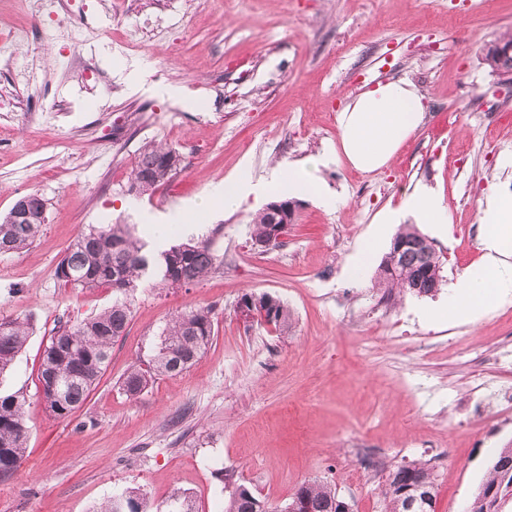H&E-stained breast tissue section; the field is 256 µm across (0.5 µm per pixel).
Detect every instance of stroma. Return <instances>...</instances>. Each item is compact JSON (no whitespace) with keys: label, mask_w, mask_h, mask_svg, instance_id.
<instances>
[{"label":"stroma","mask_w":512,"mask_h":512,"mask_svg":"<svg viewBox=\"0 0 512 512\" xmlns=\"http://www.w3.org/2000/svg\"><path fill=\"white\" fill-rule=\"evenodd\" d=\"M97 18L101 78L78 76L56 44L47 0L41 30L16 49L0 77L12 109L0 112V216L32 192L46 222L28 248L0 254V319L31 321V335L0 392L23 393L27 448L0 478V512H95L113 495L138 492L148 512L175 491L201 512H224L237 485L284 508L305 481L335 486L354 512H383L386 476L353 474L349 450L381 448L391 467L432 468L436 512H466L492 452L512 446V302L476 321L429 318L482 257L478 210L490 187L512 191V126L466 110L512 80L485 64L483 47L512 31V0H71ZM175 17L169 39L153 27ZM432 33L441 51L418 90L422 124L388 165L362 172L343 157L340 108L368 83L415 81L410 48ZM129 42V57L112 42ZM246 59L241 68L231 67ZM167 77L156 78L159 67ZM209 75L218 92L190 102L186 84ZM179 153L182 168L151 194L129 193L132 166L148 142ZM468 149L459 163L454 147ZM323 159L319 185L335 200L299 198L280 246L253 245L248 224L260 205L206 215L196 226L149 219L199 202L232 174L256 178ZM438 189L443 229L419 230L442 261L432 296L386 304L374 286L397 225L379 213L414 187ZM97 224H131L148 251L207 238L218 267L198 284L162 288L144 280L130 298L126 336L84 404L50 416L38 374L54 331L111 305L116 292L81 290L56 276L67 248ZM377 235L361 278L347 269ZM288 305L293 332L238 314L243 295ZM214 313V338L186 372L163 376L139 395L121 379L148 358L172 317ZM499 352L497 364L486 351Z\"/></svg>","instance_id":"stroma-1"}]
</instances>
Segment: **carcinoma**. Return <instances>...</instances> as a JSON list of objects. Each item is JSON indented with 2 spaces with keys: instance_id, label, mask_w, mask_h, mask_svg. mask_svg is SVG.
<instances>
[{
  "instance_id": "cac0c4a2",
  "label": "carcinoma",
  "mask_w": 512,
  "mask_h": 512,
  "mask_svg": "<svg viewBox=\"0 0 512 512\" xmlns=\"http://www.w3.org/2000/svg\"><path fill=\"white\" fill-rule=\"evenodd\" d=\"M484 61L495 72L512 73V34L489 44ZM175 151L158 144H146L139 152L129 180L128 191L146 195L170 178L180 167ZM23 210L9 211L0 219V253L17 252L30 246L45 224L46 203L36 193L21 197ZM296 202L276 199L251 220L252 242L269 238L275 222L292 224ZM433 247L414 224H403L392 240L389 251L378 267L375 286L383 297L413 294L428 296L442 282V262L435 265L425 259ZM145 243L135 237L126 224H103L81 235L70 245L57 265L56 275L74 288L111 286L123 294L139 287L149 273L166 287L189 286L206 278L218 261L208 241L181 243L155 255L143 252ZM273 302L271 324L281 335L292 329L288 307L270 295L259 296ZM131 307L126 299H117L100 313L74 325L59 329L46 345L39 374L45 409L53 416L67 418L87 399L110 363L112 345L126 332ZM30 324L23 318L0 319V375L6 373L25 347ZM214 336L211 310L190 309L173 318L162 330L151 358L134 363L122 380L123 390L138 395L160 376L181 374L205 353ZM25 398L19 393L0 394V477L11 475L24 457L27 428L24 419ZM512 461V448L498 449L489 460V477L481 483L467 512H512V471L500 468ZM416 485L428 487L431 499L427 512H435V488L432 474L420 464L404 465L393 471L387 481L384 498L388 512H406V501ZM304 505V512H353V504L339 497L336 489L322 481L301 484L291 501ZM97 512H144L142 503L131 491L108 500ZM158 512H198L191 495L179 491ZM225 512H270L266 503L246 486L234 491Z\"/></svg>"
}]
</instances>
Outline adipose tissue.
<instances>
[{
  "label": "adipose tissue",
  "mask_w": 512,
  "mask_h": 512,
  "mask_svg": "<svg viewBox=\"0 0 512 512\" xmlns=\"http://www.w3.org/2000/svg\"><path fill=\"white\" fill-rule=\"evenodd\" d=\"M423 103L405 79L365 86L347 102L339 116L341 151L347 162L363 172L384 168L401 145L418 129ZM317 190L306 168L291 166L282 176L256 182L239 176L216 187L203 207L233 209L250 196L270 192L310 195ZM407 212L421 224H444L448 211L441 196L426 188L405 195L400 210H386L382 223H395ZM483 228L481 261L468 269L448 295L446 314L476 320L487 306L512 299V193L490 195L479 210Z\"/></svg>",
  "instance_id": "obj_1"
}]
</instances>
